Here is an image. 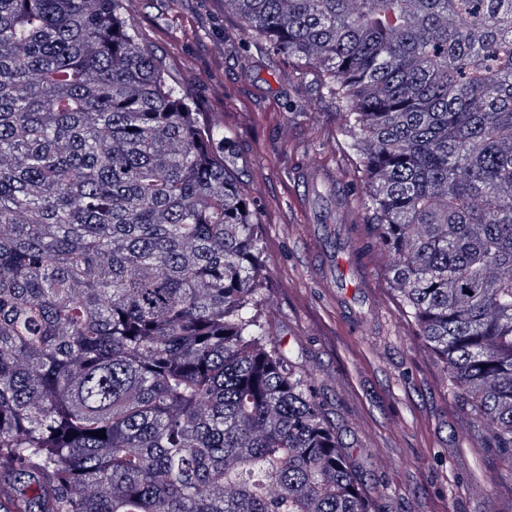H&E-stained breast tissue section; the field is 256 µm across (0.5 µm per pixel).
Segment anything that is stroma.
Returning <instances> with one entry per match:
<instances>
[{"label": "stroma", "mask_w": 512, "mask_h": 512, "mask_svg": "<svg viewBox=\"0 0 512 512\" xmlns=\"http://www.w3.org/2000/svg\"><path fill=\"white\" fill-rule=\"evenodd\" d=\"M172 81L236 137L233 170L256 203L269 279L265 312L321 389L382 512H512V471L450 389L393 293L384 254L348 262L367 233L355 156L314 75L242 47L223 0H122Z\"/></svg>", "instance_id": "stroma-1"}]
</instances>
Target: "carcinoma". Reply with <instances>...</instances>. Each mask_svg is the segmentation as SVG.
Instances as JSON below:
<instances>
[{"label":"carcinoma","mask_w":512,"mask_h":512,"mask_svg":"<svg viewBox=\"0 0 512 512\" xmlns=\"http://www.w3.org/2000/svg\"><path fill=\"white\" fill-rule=\"evenodd\" d=\"M224 11L336 103L367 247L512 472V0ZM232 143L120 0H0V500L16 512H380L264 315Z\"/></svg>","instance_id":"cac0c4a2"}]
</instances>
